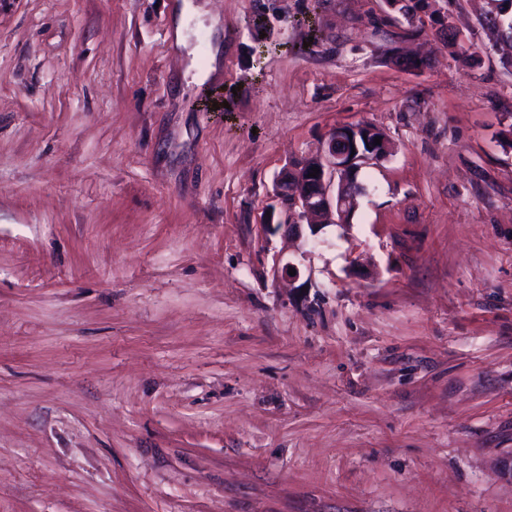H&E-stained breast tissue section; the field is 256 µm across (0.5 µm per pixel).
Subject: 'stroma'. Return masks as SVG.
Returning <instances> with one entry per match:
<instances>
[{"mask_svg": "<svg viewBox=\"0 0 512 512\" xmlns=\"http://www.w3.org/2000/svg\"><path fill=\"white\" fill-rule=\"evenodd\" d=\"M174 4L0 0V512H512L484 0H210L219 111ZM359 123L393 154L349 226L286 249L275 179Z\"/></svg>", "mask_w": 512, "mask_h": 512, "instance_id": "1", "label": "stroma"}]
</instances>
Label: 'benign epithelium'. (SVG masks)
<instances>
[{
  "label": "benign epithelium",
  "instance_id": "7a95c632",
  "mask_svg": "<svg viewBox=\"0 0 512 512\" xmlns=\"http://www.w3.org/2000/svg\"><path fill=\"white\" fill-rule=\"evenodd\" d=\"M381 144L374 143L375 138ZM392 154V144L379 129L369 124L336 127L320 154L285 170L277 180L273 196L279 220L269 217L266 226L283 231L290 240L304 238V229L316 235L336 224L345 227L358 209L361 195L358 175L362 167L377 164ZM319 174L309 176L312 167Z\"/></svg>",
  "mask_w": 512,
  "mask_h": 512
}]
</instances>
